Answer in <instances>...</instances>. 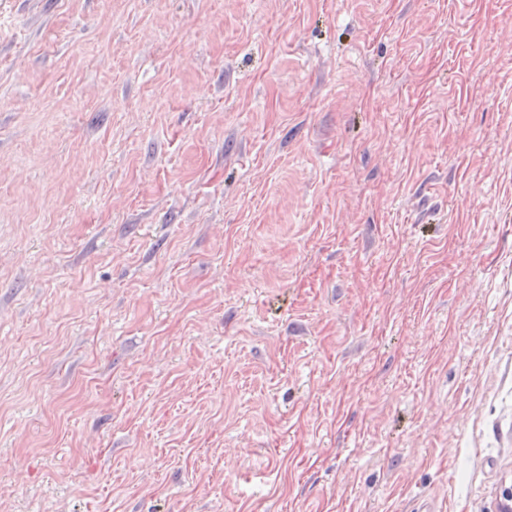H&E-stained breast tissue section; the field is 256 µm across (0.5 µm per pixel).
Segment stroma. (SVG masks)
<instances>
[{
  "instance_id": "1",
  "label": "stroma",
  "mask_w": 512,
  "mask_h": 512,
  "mask_svg": "<svg viewBox=\"0 0 512 512\" xmlns=\"http://www.w3.org/2000/svg\"><path fill=\"white\" fill-rule=\"evenodd\" d=\"M512 0H0V512H500Z\"/></svg>"
}]
</instances>
